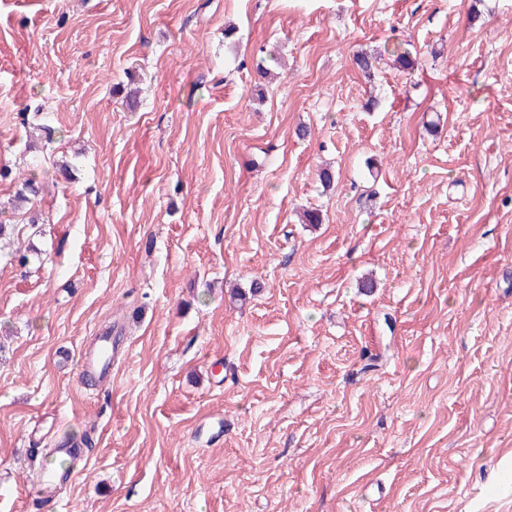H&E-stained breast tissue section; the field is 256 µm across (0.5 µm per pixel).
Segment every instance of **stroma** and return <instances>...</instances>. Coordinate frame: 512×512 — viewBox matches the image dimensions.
Masks as SVG:
<instances>
[{"mask_svg": "<svg viewBox=\"0 0 512 512\" xmlns=\"http://www.w3.org/2000/svg\"><path fill=\"white\" fill-rule=\"evenodd\" d=\"M34 161L0 512H512V0H0V169Z\"/></svg>", "mask_w": 512, "mask_h": 512, "instance_id": "obj_1", "label": "stroma"}]
</instances>
